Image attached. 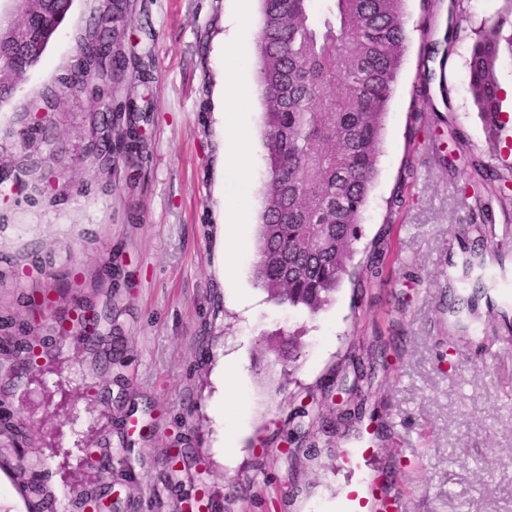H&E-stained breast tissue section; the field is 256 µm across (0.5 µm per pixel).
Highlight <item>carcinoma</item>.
Returning <instances> with one entry per match:
<instances>
[{
	"mask_svg": "<svg viewBox=\"0 0 512 512\" xmlns=\"http://www.w3.org/2000/svg\"><path fill=\"white\" fill-rule=\"evenodd\" d=\"M0 28L33 32L37 48L23 56L0 42V103L42 58L73 0H9ZM257 37L258 82L264 103L263 147L267 158L264 206L259 225L254 279L278 306L316 315L335 299L349 274L350 246L366 209L383 150L385 116L407 51L406 0H328V14L313 15V0H260ZM127 0H107L84 30L74 64L61 83L81 87L90 70L107 69L96 87L106 101L99 115L105 145L116 162L136 167L147 149L140 130L153 121L149 92L123 96L127 80ZM512 57V31L490 21L476 33L469 83L479 115L490 130L502 127V88L496 68L502 54ZM470 179L487 185L498 172L472 164ZM121 287L113 259L105 261L93 284L104 279ZM41 324L6 322L0 353L19 361L41 346ZM290 361L300 345L267 342ZM25 449L0 453V469L37 496L29 512H52L53 495L43 477L28 472Z\"/></svg>",
	"mask_w": 512,
	"mask_h": 512,
	"instance_id": "1",
	"label": "carcinoma"
}]
</instances>
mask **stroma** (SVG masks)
<instances>
[{
	"label": "stroma",
	"mask_w": 512,
	"mask_h": 512,
	"mask_svg": "<svg viewBox=\"0 0 512 512\" xmlns=\"http://www.w3.org/2000/svg\"><path fill=\"white\" fill-rule=\"evenodd\" d=\"M103 0H74L41 61L0 106V167H21L20 115L73 64ZM260 0H131L127 51L153 53L154 122L137 171L102 185L86 146L103 102L62 92L37 140L45 179L0 185V322L29 316V298L118 256L129 287L69 293L43 324L42 368L0 355V405L28 430L29 468L49 473L58 512L111 479L140 512H342L350 490L368 512H512V191L464 184L473 159L512 180V121L490 148L469 87L476 32L512 27V0H407L408 48L385 118L384 147L352 245L351 277L318 315L270 301L253 278L260 217L263 102ZM456 20L446 66L424 50ZM446 71L447 123L414 100L426 69ZM457 128L463 143L448 134ZM251 145L245 180L224 184L223 161ZM403 194L402 207L391 204ZM242 210L223 240L229 197ZM386 261L373 280L371 252ZM485 275L474 312L454 299ZM111 306L108 342L58 337L76 304ZM296 336L294 363L262 341ZM122 362L103 370L110 344ZM373 363L361 419L342 420L325 387L354 379L350 354ZM232 369L234 390L224 392ZM111 392L109 404L91 394ZM320 403L333 432L304 422L314 450L284 452L297 408ZM238 448L224 455V432ZM111 454L89 467L86 445Z\"/></svg>",
	"instance_id": "obj_1"
}]
</instances>
